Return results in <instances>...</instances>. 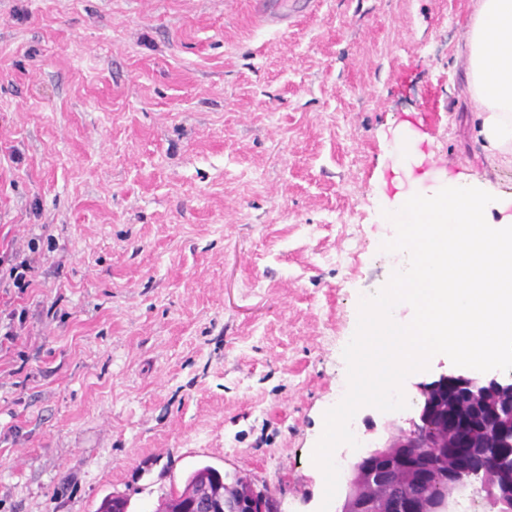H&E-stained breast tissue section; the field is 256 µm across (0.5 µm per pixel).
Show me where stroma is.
<instances>
[{
  "instance_id": "stroma-1",
  "label": "stroma",
  "mask_w": 512,
  "mask_h": 512,
  "mask_svg": "<svg viewBox=\"0 0 512 512\" xmlns=\"http://www.w3.org/2000/svg\"><path fill=\"white\" fill-rule=\"evenodd\" d=\"M0 0V512H154L210 464L318 512L395 134L512 193L461 80L477 0ZM40 238L32 237L26 246L11 248L0 255V288L7 294L11 288L23 291L29 288L31 280L28 279L33 266V257L40 252Z\"/></svg>"
}]
</instances>
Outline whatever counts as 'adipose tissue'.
<instances>
[{
  "mask_svg": "<svg viewBox=\"0 0 512 512\" xmlns=\"http://www.w3.org/2000/svg\"><path fill=\"white\" fill-rule=\"evenodd\" d=\"M466 78L479 102L475 137L512 158V0H478L466 39Z\"/></svg>",
  "mask_w": 512,
  "mask_h": 512,
  "instance_id": "obj_1",
  "label": "adipose tissue"
}]
</instances>
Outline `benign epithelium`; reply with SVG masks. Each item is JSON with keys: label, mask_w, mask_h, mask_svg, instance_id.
Wrapping results in <instances>:
<instances>
[{"label": "benign epithelium", "mask_w": 512, "mask_h": 512, "mask_svg": "<svg viewBox=\"0 0 512 512\" xmlns=\"http://www.w3.org/2000/svg\"><path fill=\"white\" fill-rule=\"evenodd\" d=\"M444 385L448 443L443 453L454 475L441 504L379 497L389 479L398 481L411 473L420 479L413 448L434 418L431 408L422 407L406 425L390 423L382 441L354 459L336 512H452L453 503L468 491L481 495L486 512H512V381L450 372L433 380L432 390ZM465 399L482 407L483 420L466 423ZM221 512H277V504L265 491L246 486L224 498Z\"/></svg>", "instance_id": "1"}]
</instances>
